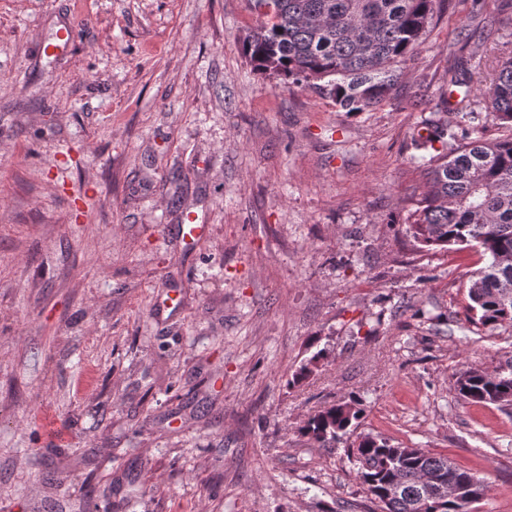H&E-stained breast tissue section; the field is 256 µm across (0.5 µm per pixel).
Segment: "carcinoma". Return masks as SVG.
<instances>
[{
  "label": "carcinoma",
  "mask_w": 512,
  "mask_h": 512,
  "mask_svg": "<svg viewBox=\"0 0 512 512\" xmlns=\"http://www.w3.org/2000/svg\"><path fill=\"white\" fill-rule=\"evenodd\" d=\"M273 2V11L263 5ZM450 0H254L263 20L243 40L254 73L308 87L347 112H365L391 100L396 68L420 53L430 27ZM448 92L470 86L467 60L443 77ZM456 128L434 124L415 143L440 142L422 174L426 190L411 196L406 232L425 246L475 247L486 259L468 288L469 322L512 324V55L498 61L488 91H467L454 104ZM493 126L506 134L471 133ZM458 394L474 403L512 408V360L492 375L469 368L456 379ZM362 410L335 404L310 416L299 433L326 447L357 427ZM357 475L380 512H470L486 493L472 472L423 448L408 453L385 439L363 436L349 449ZM438 474L467 485L458 498L420 479Z\"/></svg>",
  "instance_id": "1"
}]
</instances>
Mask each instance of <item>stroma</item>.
<instances>
[{
    "instance_id": "obj_1",
    "label": "stroma",
    "mask_w": 512,
    "mask_h": 512,
    "mask_svg": "<svg viewBox=\"0 0 512 512\" xmlns=\"http://www.w3.org/2000/svg\"><path fill=\"white\" fill-rule=\"evenodd\" d=\"M470 11L348 112L253 72L249 0H0V512H373L352 437L299 434L354 399L359 433L512 512V413L455 387L512 359V325L467 320L476 250L405 223ZM479 22L486 82L512 7Z\"/></svg>"
}]
</instances>
